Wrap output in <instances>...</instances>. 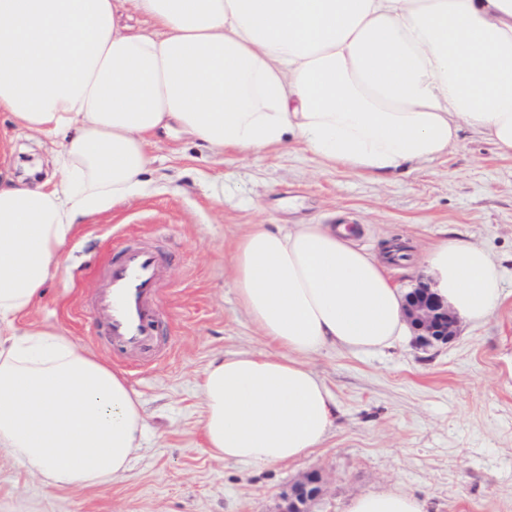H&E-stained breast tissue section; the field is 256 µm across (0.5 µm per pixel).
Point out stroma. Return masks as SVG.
<instances>
[{
  "mask_svg": "<svg viewBox=\"0 0 512 512\" xmlns=\"http://www.w3.org/2000/svg\"><path fill=\"white\" fill-rule=\"evenodd\" d=\"M143 191L85 219L63 253L66 272L44 290L28 325H52L122 370L147 433L125 477L100 488L50 490L0 451V512H275L303 473L329 478L317 512H345L354 496L403 489L427 512H512V159L467 132L446 156L381 181L318 166L305 146L211 152L170 133L149 144ZM350 224L357 245L407 244L390 276L420 282L424 250L445 236L482 247L503 272V300L453 341L415 336L370 354L329 348L311 369L336 400L321 448L269 467L224 462L202 447L197 377L215 356L268 350L230 288L232 244L256 223ZM150 244L169 259L159 307L170 336L157 359L114 354L87 300L114 250Z\"/></svg>",
  "mask_w": 512,
  "mask_h": 512,
  "instance_id": "stroma-1",
  "label": "stroma"
}]
</instances>
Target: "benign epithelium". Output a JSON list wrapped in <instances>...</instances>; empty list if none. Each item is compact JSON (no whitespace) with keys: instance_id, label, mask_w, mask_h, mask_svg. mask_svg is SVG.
Listing matches in <instances>:
<instances>
[{"instance_id":"7a95c632","label":"benign epithelium","mask_w":512,"mask_h":512,"mask_svg":"<svg viewBox=\"0 0 512 512\" xmlns=\"http://www.w3.org/2000/svg\"><path fill=\"white\" fill-rule=\"evenodd\" d=\"M405 314L424 343H446L456 336L459 319L433 289L423 284L406 296ZM326 478L319 470L302 474L281 495L278 512H312L325 492Z\"/></svg>"}]
</instances>
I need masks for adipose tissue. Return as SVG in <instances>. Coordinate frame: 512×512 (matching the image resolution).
I'll use <instances>...</instances> for the list:
<instances>
[{"label":"adipose tissue","instance_id":"adipose-tissue-1","mask_svg":"<svg viewBox=\"0 0 512 512\" xmlns=\"http://www.w3.org/2000/svg\"><path fill=\"white\" fill-rule=\"evenodd\" d=\"M0 112L63 146L59 178L24 182L0 138V449L46 486H104L143 437L137 393L77 338L19 326L80 220L138 194L150 140L174 130L215 153L298 141L378 179L465 131L512 158V0H0ZM422 273L462 322L501 302L498 266L467 240H440ZM231 286L276 350L202 370L204 448L256 466L304 457L336 413L308 358L391 347L410 330L404 296L333 224L251 225ZM346 512L426 503L393 489Z\"/></svg>","mask_w":512,"mask_h":512}]
</instances>
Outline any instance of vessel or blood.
I'll use <instances>...</instances> for the list:
<instances>
[{
	"label": "vessel or blood",
	"instance_id": "obj_1",
	"mask_svg": "<svg viewBox=\"0 0 512 512\" xmlns=\"http://www.w3.org/2000/svg\"><path fill=\"white\" fill-rule=\"evenodd\" d=\"M168 264L166 256L149 246L116 250L95 298L106 316V332L114 347L144 352L162 337L163 317L156 298Z\"/></svg>",
	"mask_w": 512,
	"mask_h": 512
}]
</instances>
